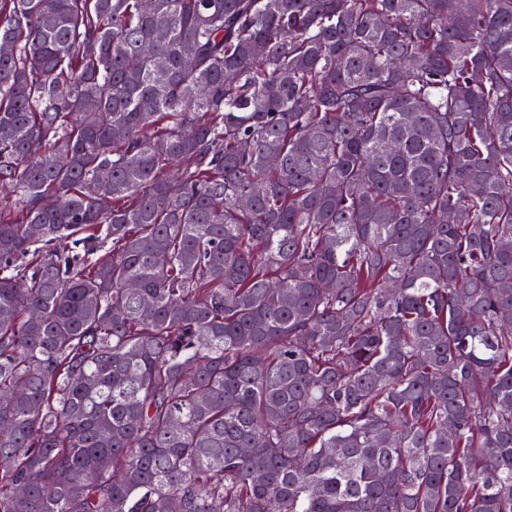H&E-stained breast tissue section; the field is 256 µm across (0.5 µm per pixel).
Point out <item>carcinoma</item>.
<instances>
[{
  "mask_svg": "<svg viewBox=\"0 0 512 512\" xmlns=\"http://www.w3.org/2000/svg\"><path fill=\"white\" fill-rule=\"evenodd\" d=\"M0 189V512H512V0H0Z\"/></svg>",
  "mask_w": 512,
  "mask_h": 512,
  "instance_id": "cac0c4a2",
  "label": "carcinoma"
}]
</instances>
